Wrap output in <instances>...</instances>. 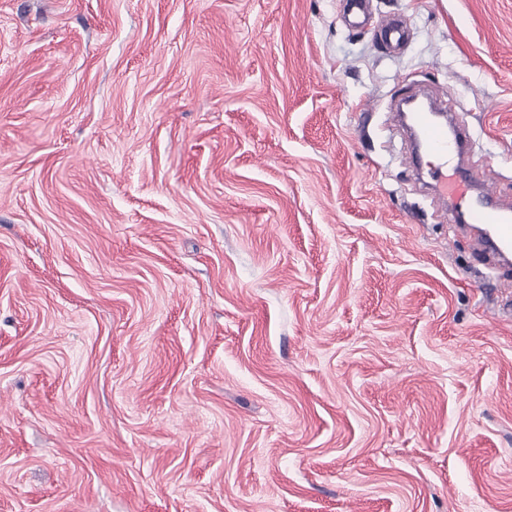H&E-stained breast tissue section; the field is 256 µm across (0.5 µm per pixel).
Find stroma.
Returning <instances> with one entry per match:
<instances>
[{"label": "stroma", "mask_w": 512, "mask_h": 512, "mask_svg": "<svg viewBox=\"0 0 512 512\" xmlns=\"http://www.w3.org/2000/svg\"><path fill=\"white\" fill-rule=\"evenodd\" d=\"M344 5L0 0V512H512V0ZM415 125L417 137L436 158L437 165L431 169V174L440 196L445 201L451 200L453 211L458 216L464 213L471 223L485 226L480 228L481 254L491 256L499 265L510 266L511 209L491 206L484 197L469 193L475 178L470 169L456 165L448 175V156L454 152V145L448 141V124L436 123L426 112H420L416 115Z\"/></svg>", "instance_id": "35a3bbf8"}]
</instances>
